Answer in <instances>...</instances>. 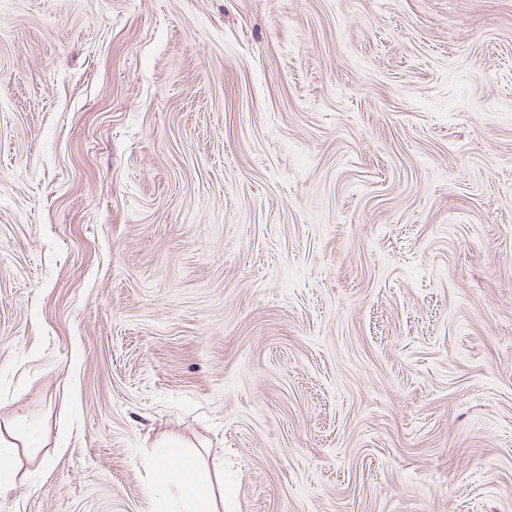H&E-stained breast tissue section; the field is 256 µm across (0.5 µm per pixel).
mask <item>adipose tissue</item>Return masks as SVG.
<instances>
[{"label":"adipose tissue","mask_w":512,"mask_h":512,"mask_svg":"<svg viewBox=\"0 0 512 512\" xmlns=\"http://www.w3.org/2000/svg\"><path fill=\"white\" fill-rule=\"evenodd\" d=\"M163 443L165 452L145 461L153 473L155 512H172L176 505L182 512H218L211 483L191 474L176 450L177 440L167 437Z\"/></svg>","instance_id":"obj_1"}]
</instances>
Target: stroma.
<instances>
[{
  "instance_id": "35a3bbf8",
  "label": "stroma",
  "mask_w": 512,
  "mask_h": 512,
  "mask_svg": "<svg viewBox=\"0 0 512 512\" xmlns=\"http://www.w3.org/2000/svg\"><path fill=\"white\" fill-rule=\"evenodd\" d=\"M0 512H512V0H0ZM145 465L153 473L155 512H218L210 481L189 474L187 460L175 449L145 459ZM175 500L182 511H172Z\"/></svg>"
}]
</instances>
